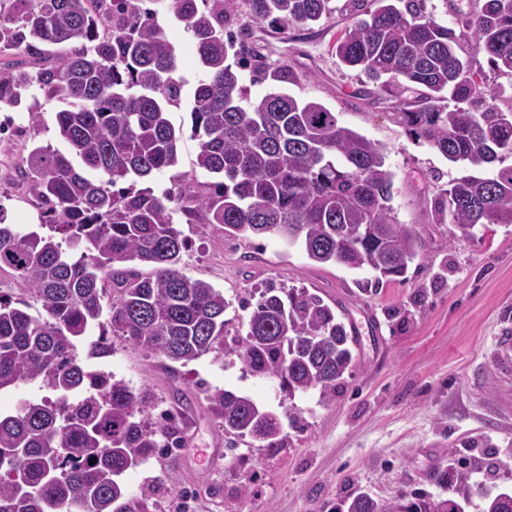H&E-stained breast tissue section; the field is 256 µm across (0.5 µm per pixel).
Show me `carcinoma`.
<instances>
[{
    "label": "carcinoma",
    "instance_id": "1",
    "mask_svg": "<svg viewBox=\"0 0 512 512\" xmlns=\"http://www.w3.org/2000/svg\"><path fill=\"white\" fill-rule=\"evenodd\" d=\"M140 0H0V56L60 47L35 72L0 62V108L32 91L70 104L56 113L67 149L36 147L26 178L41 201L44 234L0 223V271L29 286L33 301L0 295V391L38 382L52 392L0 415V512H151L124 474L178 445L177 424L148 422L155 402L124 380L78 359L110 354L107 336L186 364L236 355L288 393H336L355 366L354 327L306 288L260 292L246 333L229 335L224 292L180 270L189 224H222L248 237L275 231L308 259L369 270L375 284L406 275L422 254L415 225L394 214V172L385 149L339 123L336 113L280 87L299 84L282 66L257 65L276 85L251 98L242 80L244 38L224 33L229 10L284 29L310 28L330 0H171L192 33L202 67L190 99L197 167L211 180L176 175L160 196L140 183L178 164L182 130L168 117L183 102L177 54ZM361 17L336 42L341 62L396 98L395 122L464 172L434 199L435 224L464 238L484 224H512V155L505 86L487 83L472 55L512 80V0H480L462 29L440 23L427 0H354ZM99 178L89 177V173ZM151 266L142 278L127 263ZM112 297H107V289ZM207 409L229 443L249 437L275 450L280 416L245 395L215 388ZM96 461H91V458ZM457 499L426 494L380 500L349 495L336 512H465ZM483 512H512V491L485 496Z\"/></svg>",
    "mask_w": 512,
    "mask_h": 512
}]
</instances>
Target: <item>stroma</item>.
I'll return each instance as SVG.
<instances>
[{
    "instance_id": "obj_1",
    "label": "stroma",
    "mask_w": 512,
    "mask_h": 512,
    "mask_svg": "<svg viewBox=\"0 0 512 512\" xmlns=\"http://www.w3.org/2000/svg\"><path fill=\"white\" fill-rule=\"evenodd\" d=\"M168 4L157 0L158 21L191 87L202 68L191 33L172 19ZM331 7L309 29L280 30L241 9L225 27L246 34L268 64L300 75L291 94L324 104L342 125L385 148L395 174L391 204L401 223L416 225L423 255L406 279L375 289L367 272L314 263L275 233L234 238L220 224H181L187 248L180 268L223 291L230 330H246L242 303L254 292L305 288L355 326L359 344L352 375L324 400L315 392L289 396L233 354L171 367L111 337L112 352L96 367L151 392L157 409L189 408L179 447L159 449L124 476L130 491L154 493L156 512H334L357 490L380 499L418 492L454 498V486L434 478L440 468L471 487L467 512H481L486 491L512 487V224H488L455 240L449 225L429 223L435 195L460 169L406 135L391 118L394 99L340 63L335 44L354 14L348 0ZM35 97L32 111L0 110V215L26 227L40 222L26 159L35 147L63 146L56 130L61 103L40 91ZM170 119L184 135L175 171L151 182L158 192L173 187V172L196 170L187 108ZM205 385L251 396L283 417L278 451L252 440L229 450L207 410Z\"/></svg>"
}]
</instances>
